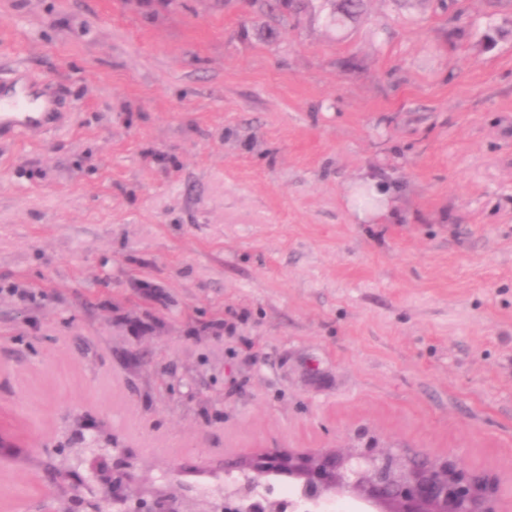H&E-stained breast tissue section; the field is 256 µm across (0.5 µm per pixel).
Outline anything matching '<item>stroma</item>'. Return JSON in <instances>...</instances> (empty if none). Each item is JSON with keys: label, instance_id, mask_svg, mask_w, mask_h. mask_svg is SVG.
Segmentation results:
<instances>
[{"label": "stroma", "instance_id": "obj_1", "mask_svg": "<svg viewBox=\"0 0 512 512\" xmlns=\"http://www.w3.org/2000/svg\"><path fill=\"white\" fill-rule=\"evenodd\" d=\"M447 2L0 0V82L58 115L0 137V512L82 434L147 489L445 454L512 512V0ZM366 187L367 189L363 190V193L370 195L375 200L384 202V204L376 211L365 213L362 211L363 202L361 197H357L355 205L358 209V218L360 220H368L372 217L379 221H386L390 218V199L395 195V189L387 184L378 183L371 179H369Z\"/></svg>", "mask_w": 512, "mask_h": 512}]
</instances>
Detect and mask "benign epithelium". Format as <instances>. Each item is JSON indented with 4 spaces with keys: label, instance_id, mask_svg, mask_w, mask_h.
Returning <instances> with one entry per match:
<instances>
[{
    "label": "benign epithelium",
    "instance_id": "1",
    "mask_svg": "<svg viewBox=\"0 0 512 512\" xmlns=\"http://www.w3.org/2000/svg\"><path fill=\"white\" fill-rule=\"evenodd\" d=\"M117 467L112 495L102 501L109 512H216L215 503L201 497L198 486L180 482L166 490L150 491L132 486L134 477L120 449H112ZM244 472V478L224 485V512L232 506L246 512H281L280 501L271 494L258 497L255 488L271 479L285 478L311 500L352 493L367 512H497L496 479L488 474L465 471L446 456L408 457L390 449L378 452L360 448L346 455L334 449L300 452L270 448L260 454L224 462V474ZM96 463L86 474L71 479L70 490L62 494L61 512H97L83 497L86 485L97 481Z\"/></svg>",
    "mask_w": 512,
    "mask_h": 512
}]
</instances>
